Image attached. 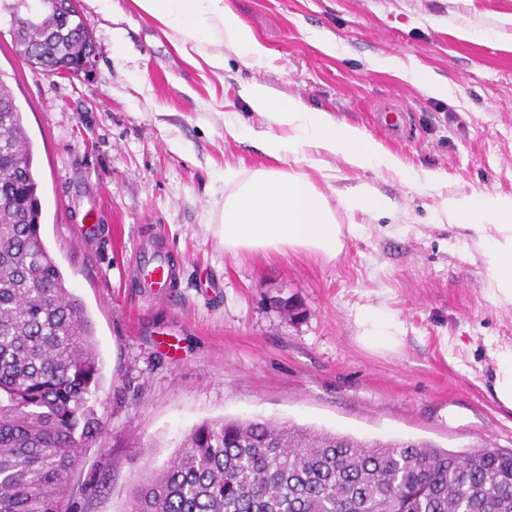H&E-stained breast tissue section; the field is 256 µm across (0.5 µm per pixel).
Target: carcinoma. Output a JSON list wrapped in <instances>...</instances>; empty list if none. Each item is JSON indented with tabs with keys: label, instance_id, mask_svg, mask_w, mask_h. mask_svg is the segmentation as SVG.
<instances>
[{
	"label": "carcinoma",
	"instance_id": "obj_1",
	"mask_svg": "<svg viewBox=\"0 0 512 512\" xmlns=\"http://www.w3.org/2000/svg\"><path fill=\"white\" fill-rule=\"evenodd\" d=\"M2 13L15 53L48 77L78 72L94 52L74 0H0ZM38 186L0 78V512H79L71 479L103 432L101 366L90 320L41 238ZM129 512H512V451L222 419L141 477Z\"/></svg>",
	"mask_w": 512,
	"mask_h": 512
}]
</instances>
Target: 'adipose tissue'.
<instances>
[{"label": "adipose tissue", "mask_w": 512, "mask_h": 512, "mask_svg": "<svg viewBox=\"0 0 512 512\" xmlns=\"http://www.w3.org/2000/svg\"><path fill=\"white\" fill-rule=\"evenodd\" d=\"M140 14L174 37L184 59L210 69L224 67L212 48L233 50L248 65H264L269 50L231 10L226 0H132ZM241 96L264 118L269 132L261 141L274 167L225 168L224 205L217 234L230 253L306 252L328 260L344 251V236L356 225H342L338 213L365 214L397 220L400 214L387 197L366 182L340 190L342 169L388 171L421 187L445 181L437 170L407 171L402 159L361 127L341 123L330 113L295 98H279L268 87L252 83ZM438 223L474 231V249L487 265V292L494 304L512 306V196L493 194L442 197ZM359 343L372 351H393L403 332L383 307L368 305L357 315ZM491 391L499 405L512 410V343L490 352Z\"/></svg>", "instance_id": "adipose-tissue-1"}]
</instances>
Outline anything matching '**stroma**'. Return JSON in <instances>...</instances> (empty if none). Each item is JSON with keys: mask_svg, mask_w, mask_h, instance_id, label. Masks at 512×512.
<instances>
[{"mask_svg": "<svg viewBox=\"0 0 512 512\" xmlns=\"http://www.w3.org/2000/svg\"><path fill=\"white\" fill-rule=\"evenodd\" d=\"M227 2L269 49L265 66L228 50L222 73L197 69L131 0H112L108 15L81 0L90 63L77 77H48L16 55L0 17V71L39 170L41 237L102 363L105 432L72 479L82 512H128L142 474L223 418L452 451L512 448V410L487 379L491 348L512 342V307L488 299L472 230L434 216L443 192L512 196V0ZM313 31L341 55L312 42ZM392 55L451 96L373 68ZM253 81L365 128L409 168L445 173L447 186L362 171L399 224L366 221L334 260L226 253L214 234L225 166L274 164L260 145L268 125L240 95ZM234 116L251 137L226 133ZM152 252L180 271L161 297L134 277ZM365 305L397 316L399 349L358 343ZM94 475L102 488H88Z\"/></svg>", "mask_w": 512, "mask_h": 512, "instance_id": "1", "label": "stroma"}]
</instances>
